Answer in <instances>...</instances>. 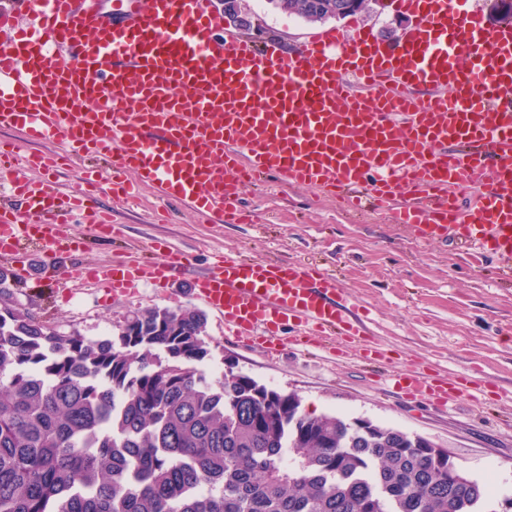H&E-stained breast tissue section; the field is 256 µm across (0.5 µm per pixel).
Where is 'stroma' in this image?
Masks as SVG:
<instances>
[{
	"label": "stroma",
	"mask_w": 512,
	"mask_h": 512,
	"mask_svg": "<svg viewBox=\"0 0 512 512\" xmlns=\"http://www.w3.org/2000/svg\"><path fill=\"white\" fill-rule=\"evenodd\" d=\"M240 7L251 22L247 35L278 40L286 51L328 28L346 36L362 29L392 43L408 23L392 0H368L356 15L315 23L270 0H240ZM98 203L111 211L120 236L91 235L88 218L69 217L66 231L88 243L61 258V266L76 271L141 251L159 262L179 252L191 263L189 274L123 291L57 283L44 271L41 248L33 247L13 269L19 304L58 330L89 340L110 336L137 310H201L210 344L200 364L205 373L230 363L267 387L296 393L308 414L365 417L429 437L491 486L495 512L512 498L511 258L450 237L421 240L385 210L353 219L322 191L287 184L277 175L265 187L241 190L239 205L254 213L252 224L208 220L150 185L128 199L102 193ZM219 253L304 264L335 277L366 333L385 348V359L340 353L326 342L245 345L227 338L223 317L206 307L195 288ZM424 371L476 377L477 401L441 407L395 392L399 376Z\"/></svg>",
	"instance_id": "35a3bbf8"
}]
</instances>
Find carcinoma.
I'll use <instances>...</instances> for the list:
<instances>
[{"label":"carcinoma","mask_w":512,"mask_h":512,"mask_svg":"<svg viewBox=\"0 0 512 512\" xmlns=\"http://www.w3.org/2000/svg\"><path fill=\"white\" fill-rule=\"evenodd\" d=\"M308 22L349 0H287ZM0 267V512H482L411 434L308 415L299 397L209 355L205 316L128 314L110 337L61 333L21 308Z\"/></svg>","instance_id":"obj_1"}]
</instances>
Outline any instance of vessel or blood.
I'll use <instances>...</instances> for the list:
<instances>
[{"label":"vessel or blood","mask_w":512,"mask_h":512,"mask_svg":"<svg viewBox=\"0 0 512 512\" xmlns=\"http://www.w3.org/2000/svg\"><path fill=\"white\" fill-rule=\"evenodd\" d=\"M468 0H395L412 18L398 46L371 33L328 29L292 52L251 37L214 40L211 0H28L30 26L0 10V127L20 128L76 154L111 155L167 198L235 219L243 184L279 174L288 184L335 196L368 190L384 204L402 198L398 223L430 240L452 234L512 255V23L487 24ZM479 188L475 217L458 190ZM27 210L0 207V261L42 245L47 262L81 250V238L47 223L65 203L94 201L13 180ZM419 198L404 201L407 189ZM189 269L116 261L84 270L109 288L167 284ZM203 301L244 342L284 328L331 336L380 354L345 304L335 279L278 261L227 256L196 282ZM410 397L445 406L472 395L467 375L409 373Z\"/></svg>","instance_id":"vessel-or-blood-1"}]
</instances>
